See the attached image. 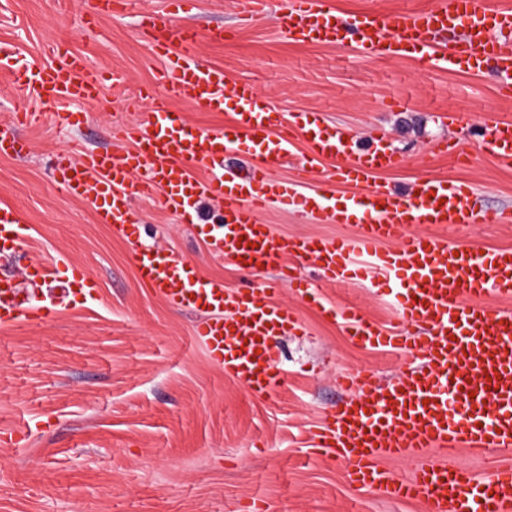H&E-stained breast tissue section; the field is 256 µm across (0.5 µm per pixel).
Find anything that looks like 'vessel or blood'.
I'll return each mask as SVG.
<instances>
[{
	"label": "vessel or blood",
	"instance_id": "obj_1",
	"mask_svg": "<svg viewBox=\"0 0 512 512\" xmlns=\"http://www.w3.org/2000/svg\"><path fill=\"white\" fill-rule=\"evenodd\" d=\"M189 0H165L171 24L140 15L161 65L150 84L137 88L131 107H142L135 123L119 128L128 142L122 153L84 152L60 160L56 184L68 198L89 199L99 223L136 240V200L157 203L186 223H193L200 200L219 201L223 210L204 237L209 251L255 269L281 270L290 278L288 258L317 266L329 280L349 282L369 275L392 279L400 290L396 329L389 330L359 308H327L350 339L390 350L417 353L420 363L397 383L378 386L374 377L343 376L355 399L338 403L317 423L312 442L321 455L347 460L349 484L356 491H379L415 500L427 512H512V470L477 477L426 461L432 449L468 447L491 452L512 447V314L484 305L489 295L512 296V249L482 252L452 249L448 229L474 221L508 224L512 214L488 210L474 215L469 185L448 178H425L413 193L401 196L378 181V172L395 169L403 159L385 137H374L368 151L318 121L285 120L267 97L243 84L227 89L224 70L202 65L196 54L201 39L181 18ZM280 22L291 40L368 45L383 55L412 47L432 64L453 68L467 61H493L499 90L512 95V13L483 7L481 0H435L424 12L393 15L364 12L344 18L330 0H282ZM462 31L460 42L438 51L439 35ZM52 63L23 69L13 65L9 46L0 44V69L10 68L18 88L44 102L71 105L51 118L61 127L81 124L84 107L95 105L106 83L120 77L61 43ZM203 112L234 105L232 126L200 130L191 126L173 102ZM307 143V158L292 179L277 178L294 134ZM484 147L512 164V123L482 126ZM252 149L257 163L246 175L225 181L227 153ZM334 163L337 183L356 186L353 195L334 197L313 180L315 162ZM204 168L197 176L195 168ZM278 205L346 227L334 238L274 235L258 214ZM21 212L0 205V256L25 259L24 279L0 276V326L46 319L48 306L32 303L27 285L47 281L62 286L96 288L86 269L34 260L20 234ZM365 264H358V257ZM138 275L167 305L199 314L195 336L212 362L242 382L255 396L270 397L281 386L275 337L298 321L277 303L274 286L225 291L202 277L192 260L148 247L136 256ZM422 458L410 479L393 477L380 460Z\"/></svg>",
	"mask_w": 512,
	"mask_h": 512
}]
</instances>
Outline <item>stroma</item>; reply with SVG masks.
I'll return each instance as SVG.
<instances>
[{
	"label": "stroma",
	"instance_id": "35a3bbf8",
	"mask_svg": "<svg viewBox=\"0 0 512 512\" xmlns=\"http://www.w3.org/2000/svg\"><path fill=\"white\" fill-rule=\"evenodd\" d=\"M94 0H0V41L19 65L51 61L65 41L116 72L123 87H105L77 132L14 123L16 114L46 112L35 95L0 77V124H14L31 142L22 157L0 156V204L18 208L31 254L57 255L90 271L93 296L75 295L40 322L0 328V512H244L263 501L268 512H424L422 504L379 492L353 491L348 462L318 457L308 430L346 392L340 373L396 380L413 354L353 343L343 326L303 302L295 281L316 283L325 302L355 304L373 320L396 322L394 295L370 280L338 284L315 267L289 259L292 280L212 256L202 235L153 199L135 203L144 244L193 260L204 278L232 291L276 284L298 328L280 337L284 381L270 398L253 396L206 356L195 315L173 309L141 282L133 245L98 223L92 204L54 189L53 159L120 148L114 122H133L131 90L151 82L158 60L135 13L94 17ZM237 0H194L189 20L203 33L225 28L229 38L201 41L197 54L223 67L228 86L243 83L285 113L307 112L355 135L367 146L382 132L403 158L381 173L402 193L426 177L471 184L476 210L512 211V165L500 163L475 136L477 126L512 121V97H502L492 73L451 72L417 57L388 58L356 45L290 40L271 10L238 25ZM468 152L470 162L434 151L439 141ZM279 235L333 237L341 227L271 206L259 214ZM450 243L483 249L512 247L511 224H472ZM475 476L512 467V451L479 454L465 448L427 458L384 461L410 477L424 460Z\"/></svg>",
	"mask_w": 512,
	"mask_h": 512
}]
</instances>
